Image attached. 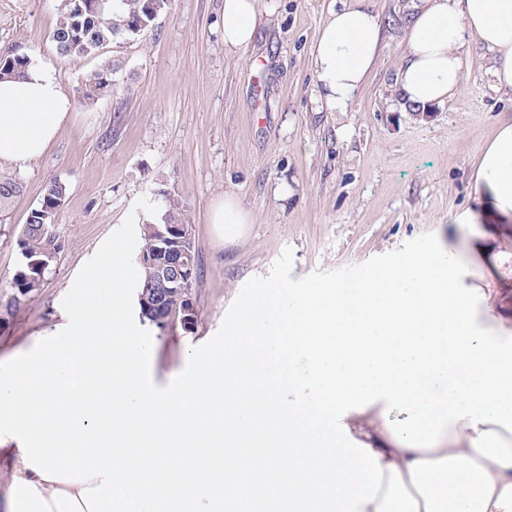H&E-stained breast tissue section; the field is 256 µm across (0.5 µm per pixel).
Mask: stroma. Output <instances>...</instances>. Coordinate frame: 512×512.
<instances>
[{"instance_id": "stroma-1", "label": "stroma", "mask_w": 512, "mask_h": 512, "mask_svg": "<svg viewBox=\"0 0 512 512\" xmlns=\"http://www.w3.org/2000/svg\"><path fill=\"white\" fill-rule=\"evenodd\" d=\"M383 50L349 111L324 107L310 50L333 0H260L256 37L224 47V0H172L135 41L107 44L122 61L117 93L79 98L95 60L65 59L50 40L54 0H0V50L20 46L51 64L74 100L36 161L11 168L21 185L0 208V305L12 294L16 238L49 180L68 187L55 218L64 247L40 290L0 318V363L28 351L58 322L83 264L134 210L169 188L186 204L198 275L196 322L150 327V371L167 385L190 347L207 342L250 278L268 275L284 248L293 278L359 264L425 233L466 256L477 228L455 223L473 206L477 156L512 98L495 90L489 57L472 47L460 95L414 116L395 92L412 0H367ZM234 197L248 222L232 236L212 212Z\"/></svg>"}]
</instances>
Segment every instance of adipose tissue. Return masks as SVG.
Returning <instances> with one entry per match:
<instances>
[{
	"instance_id": "adipose-tissue-1",
	"label": "adipose tissue",
	"mask_w": 512,
	"mask_h": 512,
	"mask_svg": "<svg viewBox=\"0 0 512 512\" xmlns=\"http://www.w3.org/2000/svg\"><path fill=\"white\" fill-rule=\"evenodd\" d=\"M259 0H224V46L252 43ZM490 54L489 71L497 91L512 95V0H416L407 28V53L396 74L401 99L413 111L452 101L463 87L470 44ZM382 50L377 14L363 5L330 9L311 50L314 79L332 112L349 111L367 83ZM73 101L54 67L31 59L23 76L0 80V165L25 166L54 142ZM473 194L480 210L456 214L458 224H481L467 262L472 286L486 298L477 308L480 327L512 333V305L497 306L491 295L498 276L512 263V252L491 245L490 227L512 235V117L502 119L475 163ZM385 401L350 412L344 422L353 438L377 454L383 468L381 489L362 512H512V433L460 420L438 445L412 449L396 442L382 412ZM367 417L369 431L357 429ZM11 468L0 491V512H88L80 484L41 479L26 468L20 449L0 452Z\"/></svg>"
}]
</instances>
